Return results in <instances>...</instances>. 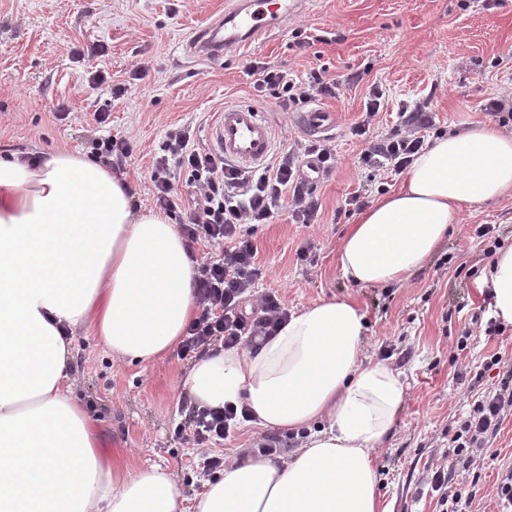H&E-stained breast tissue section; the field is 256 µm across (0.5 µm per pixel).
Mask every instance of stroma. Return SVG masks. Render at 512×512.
<instances>
[{"label": "stroma", "mask_w": 512, "mask_h": 512, "mask_svg": "<svg viewBox=\"0 0 512 512\" xmlns=\"http://www.w3.org/2000/svg\"><path fill=\"white\" fill-rule=\"evenodd\" d=\"M224 0H0V149L35 157L65 150L91 155L92 141L130 138L133 151L122 174L135 199L150 205L151 164L170 125L195 129L200 148L213 149L210 131L225 105L258 107L275 131V143L300 136L298 107L281 111L273 98L256 96L246 73L250 60L306 77L326 69L342 81L339 97L318 99L334 112L330 136L338 163L313 186L321 202L318 220L296 224L288 217L260 225L258 260L266 270L260 291L278 292L288 310L320 298L354 301L365 315L364 355L375 359L383 341L409 356L397 363L406 388L393 438L379 452L378 491L389 512H437L426 475L436 450L469 401L497 385L492 374L480 382L470 375L490 355L512 365V325L503 335L471 337L462 353L453 345L470 314L484 300L470 269L483 244L481 224H494L512 246V198L463 212L448 240L408 282L362 288L347 281L338 266L342 240L359 212L348 200L368 203L398 190L402 175L371 177L358 162L365 142L353 135L366 95L384 94V108L371 132L391 136L402 111L425 104L438 132L483 123L512 132L485 106L512 94V0H313L310 9L289 17L262 42L232 44L215 62H195L183 51L185 36L223 9ZM93 44L104 54H85ZM150 72L137 79L139 61ZM107 80L94 82L95 72ZM127 91L113 98V82ZM63 118H54L58 104ZM109 114L99 124L94 114ZM307 258H300V250ZM72 392L96 420L104 447L130 468L169 467L179 477L185 512H190L206 477L175 428L192 431V398L182 384L192 358L172 352L152 364L113 363L88 327L74 331ZM494 457L477 472L456 470L454 479L471 488V512H499L498 480L512 468V415L493 442Z\"/></svg>", "instance_id": "stroma-1"}]
</instances>
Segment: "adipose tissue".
<instances>
[{"mask_svg": "<svg viewBox=\"0 0 512 512\" xmlns=\"http://www.w3.org/2000/svg\"><path fill=\"white\" fill-rule=\"evenodd\" d=\"M512 195V135L491 125L435 139L343 238L354 284L403 283L466 208ZM132 188L100 162L51 152L0 154V512H181L176 475L129 469L101 446L74 396L72 342L88 324L113 359L152 362L198 314L196 267L176 225L134 209ZM478 286L512 324V247ZM365 316L322 298L270 338L197 360L183 384L198 408L246 406L253 426L307 437L287 459H234L193 512H388L376 454L405 398L387 361H362Z\"/></svg>", "mask_w": 512, "mask_h": 512, "instance_id": "ef3b65f1", "label": "adipose tissue"}]
</instances>
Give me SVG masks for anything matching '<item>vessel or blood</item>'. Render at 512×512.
I'll list each match as a JSON object with an SVG mask.
<instances>
[{"label":"vessel or blood","instance_id":"1","mask_svg":"<svg viewBox=\"0 0 512 512\" xmlns=\"http://www.w3.org/2000/svg\"><path fill=\"white\" fill-rule=\"evenodd\" d=\"M305 0H227L222 16L191 31L186 47L199 61L221 58L233 43H248L283 27L288 17L306 9ZM299 124L311 136H328L336 122L319 108L301 112ZM212 134L226 160L249 166L263 162L273 149V132L260 110L251 104H232L219 113Z\"/></svg>","mask_w":512,"mask_h":512}]
</instances>
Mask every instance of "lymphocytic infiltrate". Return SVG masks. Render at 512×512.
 <instances>
[{
    "label": "lymphocytic infiltrate",
    "mask_w": 512,
    "mask_h": 512,
    "mask_svg": "<svg viewBox=\"0 0 512 512\" xmlns=\"http://www.w3.org/2000/svg\"><path fill=\"white\" fill-rule=\"evenodd\" d=\"M246 69L254 78L255 91L274 98L283 109L340 95V81L326 78L321 70L311 71L300 81L260 60L249 61ZM382 97L379 90L369 92L353 127L354 135L366 141L359 160L375 176L407 169L424 147V132L431 125L424 105L419 104L391 137L369 139ZM311 157L326 171L337 163L329 142L294 139L267 162L242 169L225 163L219 154L199 150L191 128L173 125L167 129L151 166L152 203L177 220L189 242L218 250L215 259L198 267L195 286L199 314L188 327L181 356L197 357L218 343L233 346L247 336L271 335L287 318L278 293L257 290L266 272L258 261L254 237L259 225L274 223L286 211L295 223H315L321 203L301 175L305 160ZM180 173L192 190L186 210L181 209L174 188ZM252 296L257 303L252 310H245L244 304ZM498 365L503 371L496 389L475 400L468 415L449 431L442 462L427 477L439 512H468L473 495L455 484L453 475L456 469L477 467L476 450L490 448L504 418L512 414V367L503 366L501 357L494 355L483 368L488 371ZM239 426L233 406L196 410L192 446L204 474H216L224 466L222 457L207 454V447L232 437Z\"/></svg>",
    "instance_id": "1"
}]
</instances>
